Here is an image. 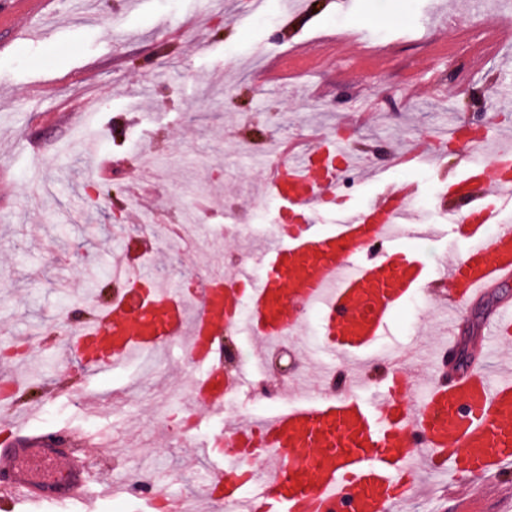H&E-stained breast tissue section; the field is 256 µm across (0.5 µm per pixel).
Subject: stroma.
<instances>
[{
	"mask_svg": "<svg viewBox=\"0 0 512 512\" xmlns=\"http://www.w3.org/2000/svg\"><path fill=\"white\" fill-rule=\"evenodd\" d=\"M84 13L18 0L0 17V347L33 338L16 373L21 400L0 403V419L36 406L28 428L93 427L123 433L134 446L88 454L102 478L148 466H183L180 447L160 433L176 401L158 385L129 389L131 365L91 380L102 398L126 394L120 409L74 406L78 364L56 347L65 323L86 302L108 300L113 257L138 228L194 221L196 248L165 250L158 277L180 285L209 261L259 249L277 209L259 211L264 178L254 143L308 133L345 139L382 173L353 180L345 193L361 206L405 176L393 143L433 141L455 120L512 135V39L489 40L487 25L512 27V0L483 11L476 0H352L344 14L330 0H88ZM235 55L239 67L226 64ZM468 69L467 85L457 81ZM323 92L325 105L312 99ZM141 181L152 203L127 193ZM252 220L251 239L221 238L219 225ZM512 287L491 289L462 310L461 350L489 343L483 323ZM431 289L407 300L371 356L397 354L433 368L442 320ZM493 489L463 488L444 498L417 493L407 512H512Z\"/></svg>",
	"mask_w": 512,
	"mask_h": 512,
	"instance_id": "obj_1",
	"label": "stroma"
}]
</instances>
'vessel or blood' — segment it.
I'll list each match as a JSON object with an SVG mask.
<instances>
[{
	"instance_id": "1",
	"label": "vessel or blood",
	"mask_w": 512,
	"mask_h": 512,
	"mask_svg": "<svg viewBox=\"0 0 512 512\" xmlns=\"http://www.w3.org/2000/svg\"><path fill=\"white\" fill-rule=\"evenodd\" d=\"M446 138L466 166L464 175L444 181L437 197L449 230L466 241L449 266L433 264L418 247L440 232L413 213L421 182L395 180L372 202L347 205L336 188L349 153L323 135L314 146L280 151L266 172L265 195L285 216L254 257L263 268L260 278L239 266L231 276L213 271L199 285L174 290L138 270L131 255L143 244L132 241L119 259L129 274L118 285V300L93 308L69 339L68 353L93 377L134 352L179 345L182 364L197 367L189 383L192 400L220 415L225 398L242 390L248 376L244 367L224 369L214 341L227 331L267 342L293 336L304 311L318 302L327 353L360 356L419 290L438 289L454 314L490 288L512 283V223L495 218L512 205V141L502 140L489 157L486 136L471 124L454 123ZM395 161L426 169L433 155L428 145L412 144ZM327 210L336 222L323 229L318 221ZM244 303L245 318L239 315ZM486 331L512 337V302H500ZM446 348L449 358L439 362L420 402L406 401L405 367L392 355L370 400L338 391L190 441L208 463L206 501L240 512H394L415 495L424 455L431 469L455 483L496 477L512 463V376L488 385L454 361L457 336H449ZM85 442L109 449L117 439L75 430L28 433L17 420L1 422L0 475L8 486L0 490V512H15L23 502L77 501L90 508L97 498L113 496V483L71 461V447Z\"/></svg>"
}]
</instances>
